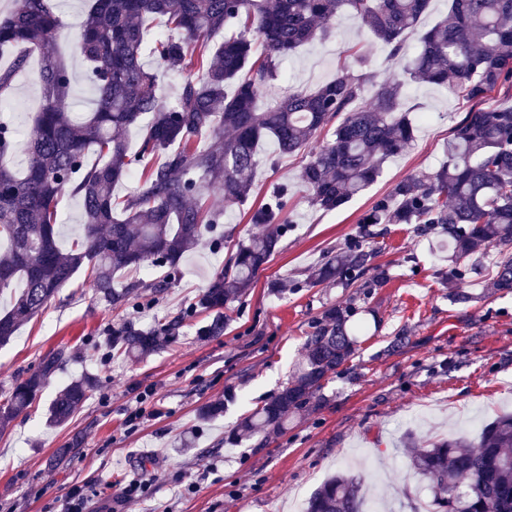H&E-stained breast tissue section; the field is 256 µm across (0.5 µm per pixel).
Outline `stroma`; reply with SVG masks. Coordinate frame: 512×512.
<instances>
[{
  "mask_svg": "<svg viewBox=\"0 0 512 512\" xmlns=\"http://www.w3.org/2000/svg\"><path fill=\"white\" fill-rule=\"evenodd\" d=\"M86 10V0H64L59 11L57 51L72 73L70 109L77 113L89 111L93 98L86 65L73 47ZM403 64L345 14L328 38L282 63L257 106L266 109L291 89H314L343 69L378 82ZM38 68V58H31L11 98L0 104V116L25 137L42 105ZM403 106L419 117L413 145L340 209L326 213L309 205L298 180L309 151L281 156L264 142L251 197L228 206L222 193L209 192V205L222 214L219 230L201 235L164 291H146L136 305L115 307L95 292L83 269L41 314L19 326L0 347V396L36 370L46 353L62 348L69 360L0 435V512H61L76 486L88 495L91 512H301L304 500L327 477L344 472L352 457L362 473L382 472L365 493L366 505L384 499L396 512H416L424 490L408 475L407 439L424 448L438 436H474L484 422L512 409V292L489 286L497 258L491 248L484 274L460 283L472 301L449 300L448 263L435 234L416 224L388 225L353 287L310 285L326 252L359 238L365 211L400 180L424 176L445 161L453 127L475 108L423 83L408 87ZM282 183L289 187L288 232L257 283L232 303L224 335L198 336L197 317L168 348L138 361L108 358L113 327L128 321L157 327L195 302L237 243L256 232L250 211ZM349 303L366 330L317 405L297 413L281 435L232 440L240 419L292 378L324 310ZM84 373L98 377L97 387L67 424L48 427L50 400ZM144 391L148 415L133 429L126 419ZM218 397L227 400L223 417L199 421L198 407ZM73 437L81 441L79 450L56 460V448ZM133 478L146 491L129 504L122 488Z\"/></svg>",
  "mask_w": 512,
  "mask_h": 512,
  "instance_id": "35a3bbf8",
  "label": "stroma"
}]
</instances>
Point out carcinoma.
Wrapping results in <instances>:
<instances>
[{"instance_id":"cac0c4a2","label":"carcinoma","mask_w":512,"mask_h":512,"mask_svg":"<svg viewBox=\"0 0 512 512\" xmlns=\"http://www.w3.org/2000/svg\"><path fill=\"white\" fill-rule=\"evenodd\" d=\"M75 52L88 64L93 111L78 121L68 98L72 74L55 45L60 20L53 0H14L0 16V54L18 48L0 68V102L9 99L31 54L43 106L33 132L20 140L17 127L0 122V292L20 285L0 314V345L19 325L38 315L83 266L101 298L124 306L140 298L142 284L124 288L112 275L145 262L178 272L202 231L219 223L206 205L218 189L224 202L250 194L259 146L272 140L281 155L323 144L300 172L308 202L328 212L348 203L381 174L388 158L410 148L414 118L402 107L405 83L452 85L480 104L512 81V0H449L448 17L420 34V50L402 77L378 85L366 98L367 78L342 70L313 90H296L260 111L256 101L275 79L283 60L324 37L332 21L351 12L392 57L404 55L405 35L417 30L431 0H89ZM150 53L157 66L144 64ZM179 74L176 96L158 95L161 79ZM235 86L233 95L226 87ZM143 130L136 152L126 134ZM208 135L222 139L200 149ZM99 156L91 163L90 153ZM448 160L423 178L407 177L361 219L362 224H423L439 236L453 264L451 277L479 275L474 255L499 250L494 288L512 289V107L467 113L448 139ZM22 156V171L3 164ZM141 169V188L122 198L117 184ZM80 199L82 231L68 250L59 242V199ZM282 191L249 215L251 224H273L238 244L227 268L216 270L197 300L159 329L125 325L112 330V356L137 359L173 342L184 321L205 315L197 335H224L233 300L250 288L288 229ZM374 251L359 240L327 255L311 284L354 285ZM363 326L351 311L332 307L307 338L305 358L291 381L237 425L239 436L278 435L288 420L318 398L324 384L354 355ZM66 362L53 350L36 371L15 385L0 405V433L23 414ZM95 386L84 376L70 381L50 402L47 423L60 426L81 408ZM408 467L431 494L433 512H512V413L485 424L477 437L433 440L409 456ZM362 477H329L311 495L305 512H364Z\"/></svg>"}]
</instances>
